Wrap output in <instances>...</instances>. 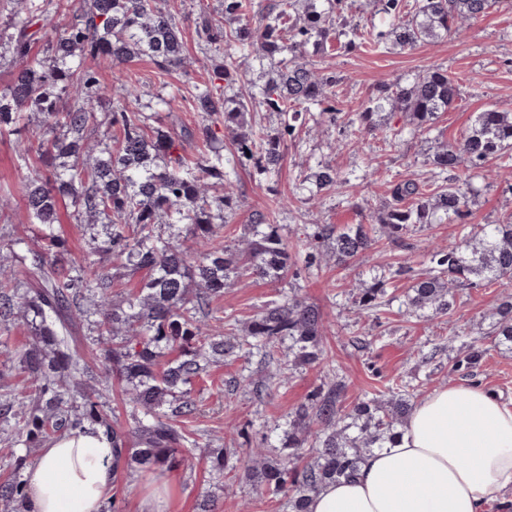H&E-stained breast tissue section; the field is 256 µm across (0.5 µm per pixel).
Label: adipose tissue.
Here are the masks:
<instances>
[{
    "label": "adipose tissue",
    "mask_w": 512,
    "mask_h": 512,
    "mask_svg": "<svg viewBox=\"0 0 512 512\" xmlns=\"http://www.w3.org/2000/svg\"><path fill=\"white\" fill-rule=\"evenodd\" d=\"M26 512H102L116 483L112 444L92 425L48 443L25 473ZM512 489V404L480 384L425 397L400 436L307 512H484Z\"/></svg>",
    "instance_id": "obj_1"
}]
</instances>
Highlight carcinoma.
Masks as SVG:
<instances>
[{"mask_svg": "<svg viewBox=\"0 0 512 512\" xmlns=\"http://www.w3.org/2000/svg\"><path fill=\"white\" fill-rule=\"evenodd\" d=\"M298 0H223L222 15L205 18L197 29L201 53L225 54L224 85L203 89L195 107L206 118L224 119V129L236 138L234 166L251 167L263 175L283 159L285 136L302 113L313 120L336 124L334 72L316 70L302 62L305 55L323 54L335 46L350 53L372 41L385 48L411 49L425 41L446 38L461 23L479 19L498 0H378L380 11L391 19L386 31L347 28L348 0H306L307 10L296 12ZM10 21L0 29V46L25 59L32 37L52 19L54 0H7ZM260 15L258 25L243 18ZM255 50L270 61L271 70L262 96L252 105L257 112H278L288 123L275 136L249 124L251 105L234 91L235 57L224 53ZM47 60L29 64L13 74L8 92L0 95V131L17 136V157L35 156L39 167L25 185L24 207L30 223L38 224L46 248L19 254V242L0 245V326L21 323L29 333L28 346L19 352L20 369L29 380L0 401V432L7 443L20 448L11 475L0 482V502L10 510L23 504L22 472L42 445L65 432L91 423L112 438L115 462L179 467L193 454L189 434L179 419L198 410L192 396L197 379L213 360L241 353L253 345L273 349L288 343V363H321L324 323L319 310L296 296L272 302L246 325L243 334L214 335L201 317L210 302L238 278L278 279L298 274L301 267L330 259L346 264L382 239L402 243L418 224L460 225V240L448 250L421 255L425 272L417 275L404 296L412 314L430 310L446 315L460 288H484L512 280V216L502 224L467 222L469 184L460 172L482 167L498 158L512 161V112L491 106L476 114L454 142L437 146L430 164L432 183L398 181L392 200L374 224L340 228L318 224L303 251L289 247L270 217L252 215L248 234L234 248L218 241L219 223L233 210L225 191L229 172L219 149L191 167L174 154L175 142L163 132L148 136L146 116L125 107L112 113L109 127L89 140L97 122L96 104L112 88L100 84L87 59L123 62L147 55L162 69L183 65L184 43L171 13L158 0H90L88 10L55 36ZM460 95V85L443 66H432L404 85L383 83L349 122L360 133L377 130L379 113H403L413 130L431 129ZM65 97L72 103L61 107ZM37 118L36 141L23 135L25 114ZM340 173L325 165L315 174L319 192L341 185ZM70 198L82 224L101 225L103 238L92 237L88 249L66 265L49 258L63 247L54 233L59 223L58 204ZM169 219L177 232L164 238L153 231ZM330 250L322 251L325 244ZM110 256L113 272L95 257ZM144 276L137 293L112 294L115 272ZM388 278L379 275L359 289L354 304L376 313L382 305ZM485 335L493 347L512 352V300L495 308ZM89 326L98 335L86 343L79 332ZM95 354L112 377L124 384L132 404L133 424L126 426L111 415L90 385L93 371L84 359ZM485 353L476 342L455 359L452 371L469 373ZM344 385L319 386L307 402L290 415L288 432L280 446L252 451L251 468L257 489L279 497L283 512H306L311 494L328 483L352 477L366 455L400 435L412 409L413 394L395 385L383 404L361 400L343 406ZM311 449L300 464L301 449Z\"/></svg>", "mask_w": 512, "mask_h": 512, "instance_id": "1", "label": "carcinoma"}]
</instances>
